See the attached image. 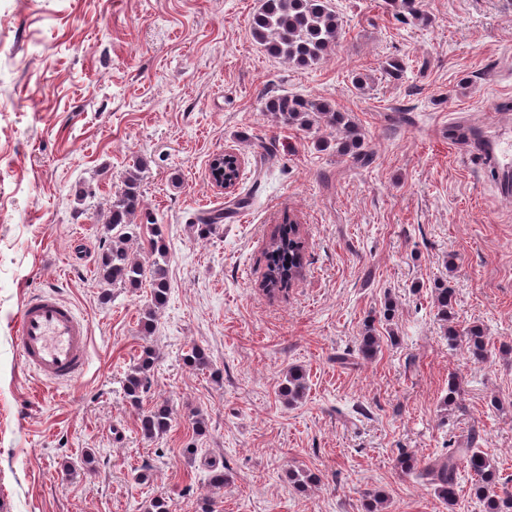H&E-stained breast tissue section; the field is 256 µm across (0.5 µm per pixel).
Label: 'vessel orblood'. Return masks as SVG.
<instances>
[{"mask_svg":"<svg viewBox=\"0 0 512 512\" xmlns=\"http://www.w3.org/2000/svg\"><path fill=\"white\" fill-rule=\"evenodd\" d=\"M15 340L24 364L46 381L69 384L88 367V321L54 290L25 301Z\"/></svg>","mask_w":512,"mask_h":512,"instance_id":"vessel-or-blood-1","label":"vessel or blood"}]
</instances>
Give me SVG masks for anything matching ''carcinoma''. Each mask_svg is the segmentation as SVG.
Segmentation results:
<instances>
[{"instance_id":"cac0c4a2","label":"carcinoma","mask_w":512,"mask_h":512,"mask_svg":"<svg viewBox=\"0 0 512 512\" xmlns=\"http://www.w3.org/2000/svg\"><path fill=\"white\" fill-rule=\"evenodd\" d=\"M342 22L331 8L329 0H263L261 9L253 16L251 33L268 54L280 57L297 66H310L335 49L342 37ZM267 111L282 123L309 131L325 124L336 129L337 151L360 165L368 164L372 155L363 150L364 134L357 123L330 104L316 100L283 95L267 103ZM252 203L250 194L232 198L227 208L207 212L204 223L193 228L198 237L212 234L216 225L232 218ZM141 210L139 176L131 171L124 179V187L113 198L105 219L104 240L98 257V278L109 289L104 299L111 300L110 289L115 287L137 288L150 282L151 305L141 321L142 333H151L157 310L166 301L168 281L165 268L154 260L147 264L131 255L129 245L138 239L142 225L135 223ZM265 272L262 291L269 297L288 292L301 272L305 259V242L300 225L289 216L272 231L264 250ZM435 308L443 322L448 344L460 340L467 345L470 358L481 362L488 356V342L481 327L470 326L462 331L453 325V290L441 284L435 288ZM380 338L374 333L373 324L365 323L355 351L364 360L376 357ZM157 360L154 349L147 346L139 362L125 376L123 392L126 401L134 408L140 406L142 397L151 388L150 370ZM185 362L196 369L210 367L207 353L194 347L185 356ZM307 390L306 371L293 366L281 388V396L288 403L302 399ZM172 416L165 404L155 406L139 417L141 434L149 439L161 437L171 428ZM485 441L481 430L471 428L465 448H450L438 458L422 462L403 450L395 459L396 468L405 475H413L426 481L442 501L452 508L458 498L457 471L464 464L476 477L471 486L473 494L482 501L485 512H512V479L499 476L487 454L480 451ZM386 495L380 490L364 493L363 512H385Z\"/></svg>"}]
</instances>
